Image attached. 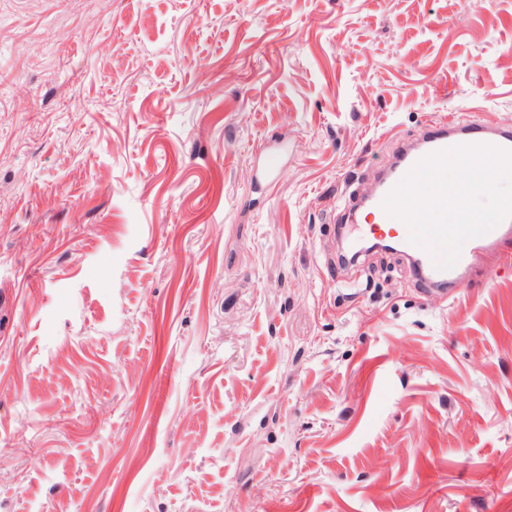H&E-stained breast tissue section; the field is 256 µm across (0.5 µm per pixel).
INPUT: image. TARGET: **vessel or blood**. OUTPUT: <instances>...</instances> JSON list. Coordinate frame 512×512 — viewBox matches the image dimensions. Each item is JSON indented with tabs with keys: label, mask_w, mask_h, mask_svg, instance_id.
<instances>
[{
	"label": "vessel or blood",
	"mask_w": 512,
	"mask_h": 512,
	"mask_svg": "<svg viewBox=\"0 0 512 512\" xmlns=\"http://www.w3.org/2000/svg\"><path fill=\"white\" fill-rule=\"evenodd\" d=\"M464 145H490L512 151V129L487 125L470 126L455 117L437 126H423L420 139L401 146L393 165L370 191L354 194L352 199L355 210L360 214L355 226L359 238L395 241L405 256L418 259V266L411 269L414 278L424 279L433 288L446 286L450 291L472 270L478 259L499 253L501 245L512 240V215L503 218L489 232L469 239L467 250L461 251L455 265L441 270L436 267L426 249L410 242L408 224L389 215L383 203L421 159L441 150Z\"/></svg>",
	"instance_id": "vessel-or-blood-1"
}]
</instances>
